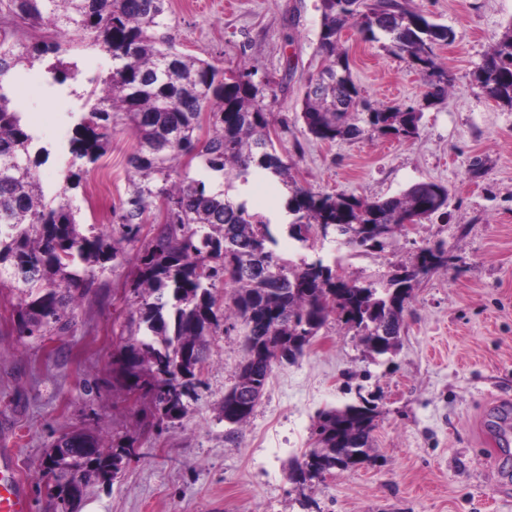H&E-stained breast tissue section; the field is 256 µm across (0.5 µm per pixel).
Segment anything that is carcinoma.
<instances>
[{"mask_svg":"<svg viewBox=\"0 0 512 512\" xmlns=\"http://www.w3.org/2000/svg\"><path fill=\"white\" fill-rule=\"evenodd\" d=\"M167 0H8L9 11L31 27H73L94 34L112 68L102 95L81 113L68 142L69 185L75 189L104 155L119 124L136 145L127 163L134 177L115 214L121 239L141 233L144 216L159 204L163 222L137 258L131 288L140 298L137 329L121 341L115 379L129 397L152 398L158 425L181 418L198 399L208 337L233 318L245 328L244 357L237 381L224 394L225 438L236 440L264 394L274 363L302 356L330 318L354 329L374 359L400 346L404 312L420 278L448 268V250L439 242L420 250L421 270L395 268L378 281H359L320 256L295 263L277 252L270 218L249 212L244 199L255 180L277 181L285 189L290 238L306 244L334 233L343 244L379 252L396 234L443 210L448 188L419 182L385 199L330 194L297 185L288 159L271 137L274 113L265 103L257 70L243 62L231 69L189 56L176 48L166 23ZM321 69L308 80L300 118L324 143L373 136L412 140L419 135L421 109L405 103L371 105L351 74L342 31L356 26L364 38L388 40L385 48L407 55L427 90L423 106L448 96V71L438 45L451 31L411 11L401 0H319ZM58 41L24 43L0 26V264L10 261L15 280L29 286L19 313L26 336L64 332L68 308L93 288L94 276L72 269L114 261L120 254L111 234L79 230L72 201L46 199L33 167L48 159L31 152L34 135L12 104L3 77L44 61L51 85L79 75L77 65L58 59ZM481 90L512 108V23L475 74ZM229 285V303L213 289ZM381 410L373 397L356 399L316 414L309 448L293 460L288 479L304 485L370 461L373 432ZM100 449L85 458L84 446ZM129 451L103 448L83 432L63 465L45 469L56 487L71 483L80 494L108 484Z\"/></svg>","mask_w":512,"mask_h":512,"instance_id":"cac0c4a2","label":"carcinoma"}]
</instances>
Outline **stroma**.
Listing matches in <instances>:
<instances>
[{"mask_svg":"<svg viewBox=\"0 0 512 512\" xmlns=\"http://www.w3.org/2000/svg\"><path fill=\"white\" fill-rule=\"evenodd\" d=\"M405 4L453 32L451 43L436 48L451 80L447 100L424 109L413 140L333 144L313 139L299 116L308 80L322 66L316 0H168L167 12L183 53L225 68L245 59L268 80L267 104L288 119L272 139L298 185L370 199L422 181L447 186V208L380 252H356L332 235L310 250L280 237L283 257L320 256L361 281L444 242L456 261L416 286L397 353L372 359L354 330L329 321L301 358L274 364L242 436L228 441L220 406L244 356V328L228 321L208 339L198 400L158 434L147 402L113 389L112 362L139 306L129 274L162 212L147 213L138 241L121 243L117 260L95 267V290L72 306L67 332L20 335L28 290L13 287L10 265L0 266V448L14 454L30 512H56L43 460L73 427L132 454L111 486L88 489L72 512H512V480L493 471L498 450L480 426L490 398L512 399V109L474 80L512 23V0ZM16 34L22 41L60 39L65 60L81 73L52 88L38 63L7 81L24 122L51 151L33 172L50 193L65 192L79 206L82 232L108 230L127 196L135 140L117 126L78 189L68 186L67 145L79 113L95 100L88 77L106 76L111 60L83 31L21 26ZM342 42L365 99L421 103L423 79L406 56L363 40L352 27ZM359 387L381 408L371 461L292 484L288 465L308 447L317 411L344 404Z\"/></svg>","mask_w":512,"mask_h":512,"instance_id":"1","label":"stroma"}]
</instances>
